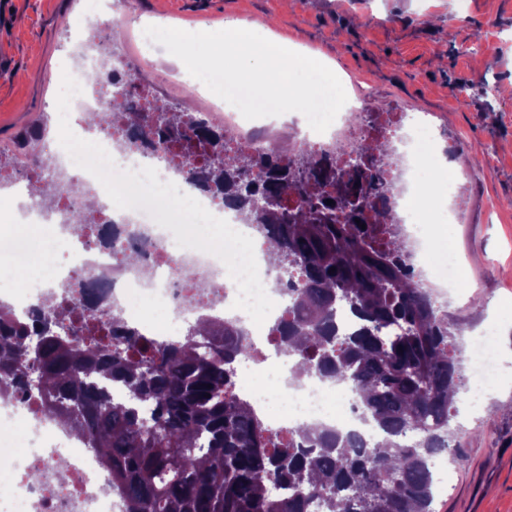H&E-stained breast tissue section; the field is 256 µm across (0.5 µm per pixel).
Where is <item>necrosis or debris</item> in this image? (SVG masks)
I'll list each match as a JSON object with an SVG mask.
<instances>
[{
    "label": "necrosis or debris",
    "instance_id": "4bbe7bcc",
    "mask_svg": "<svg viewBox=\"0 0 512 512\" xmlns=\"http://www.w3.org/2000/svg\"><path fill=\"white\" fill-rule=\"evenodd\" d=\"M73 33L82 57L81 66L70 70L82 89L70 104L73 132L100 144L116 169L152 167L160 181L188 192L185 172L206 165L210 145L190 134L168 140L154 151L134 144L127 108L154 111V84L140 79L126 54L108 50L97 24H74ZM206 103L203 110H184V119L191 125L205 123L220 134L224 154L230 158L264 154L293 166L305 155L341 170L355 159L360 146H378V153L362 164L364 173L375 176L377 188L359 220L380 246H388L397 235L405 240V265L423 292L440 309H447L449 292L467 271L458 265L448 277L432 267L430 229L444 221L462 223L463 214L453 202L444 215L425 206L420 173L429 159L416 147L420 139L435 142L437 127L413 112L377 110L358 85L322 133L312 130L298 112L248 120L220 97L207 98ZM52 161L60 177L48 210L30 194V185L41 171L35 154L14 155L0 164V188L13 194L9 200L0 198V223L51 225L53 237L43 248L60 249L66 255L65 263L35 270L22 284L0 281V302L23 318L44 303L61 307L68 323L101 344L111 343L116 315L151 344L186 336L192 321L219 318L232 307L237 289L215 285L227 273L219 258L179 247L172 232L146 211L128 209L114 216L113 203L105 201L106 191L92 174L65 162L60 154ZM73 212L82 217L76 228L60 221ZM383 212L390 217L385 224L379 221ZM131 253L139 254L137 263L128 262ZM258 272L275 306L262 326L245 330L248 353L237 367L234 394L271 411L264 427L280 445L296 440L299 420L307 415L329 416L361 432L366 442H374L375 433L366 429L358 394L349 384L321 378L299 384L289 381L274 325L287 318V286L301 275L271 266L259 267ZM95 290L105 297L107 315L89 313L84 306ZM56 426V420L44 413L39 396L19 392L0 398V437L22 439L0 480V512H7L16 500L23 502L25 512H127L125 496L113 489L97 455L66 441Z\"/></svg>",
    "mask_w": 512,
    "mask_h": 512
}]
</instances>
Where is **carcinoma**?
I'll return each instance as SVG.
<instances>
[{
  "label": "carcinoma",
  "mask_w": 512,
  "mask_h": 512,
  "mask_svg": "<svg viewBox=\"0 0 512 512\" xmlns=\"http://www.w3.org/2000/svg\"><path fill=\"white\" fill-rule=\"evenodd\" d=\"M181 112L165 101L153 113L132 112L135 141L152 149L185 135ZM198 187L224 194L276 248L274 264L297 268L289 283L288 319L274 330L299 357L292 375L348 382L365 416L386 434L356 446L338 429L304 427L298 442L271 447L248 402L231 393L233 365L246 353L231 322L202 318L175 344L131 350L139 332L112 317L109 345L88 342L63 323V310L42 308L35 324L0 304V395L43 396L46 411L109 467L129 496L128 512H433L431 458L450 446L454 396L463 378L456 324L438 313L403 262L405 243L388 249L355 223L336 218L340 197L367 196L357 170L333 204L305 198L303 175L271 156L226 160L188 171ZM41 178L32 196L51 199ZM290 193L294 210L263 207ZM359 326L340 334L336 308ZM43 317L59 331L39 336ZM121 382L134 405H112L95 378ZM420 438L404 446L407 430Z\"/></svg>",
  "instance_id": "obj_1"
}]
</instances>
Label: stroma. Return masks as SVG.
<instances>
[{"mask_svg":"<svg viewBox=\"0 0 512 512\" xmlns=\"http://www.w3.org/2000/svg\"><path fill=\"white\" fill-rule=\"evenodd\" d=\"M86 0H0V149H15L48 114L63 37ZM223 18L196 21L188 0H139V19L121 47L141 78L157 83L181 108L193 98L161 84L162 56L143 53V25L219 30L225 22L265 18L276 38L301 45L361 79L382 105L428 112L454 151L450 169L469 173L465 221L448 227L467 278L449 320L470 333L489 329L495 346L512 349V327L492 314L512 310V0H223ZM498 88L485 95L483 84ZM483 408L454 418V483L437 494L434 512H512V374L499 370Z\"/></svg>","mask_w":512,"mask_h":512,"instance_id":"obj_1","label":"stroma"}]
</instances>
